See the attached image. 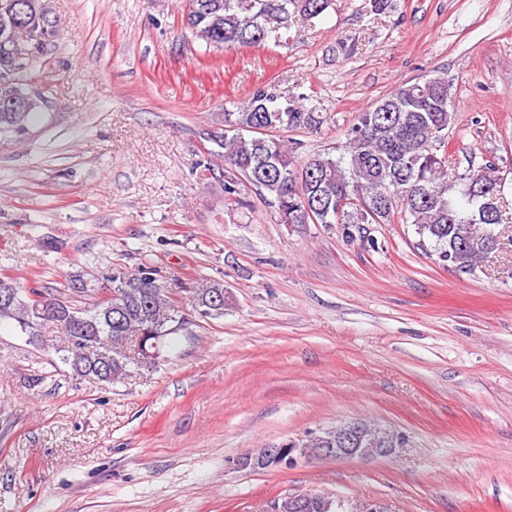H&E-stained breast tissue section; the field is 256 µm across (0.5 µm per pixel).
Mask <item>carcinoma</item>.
<instances>
[{
  "instance_id": "obj_1",
  "label": "carcinoma",
  "mask_w": 512,
  "mask_h": 512,
  "mask_svg": "<svg viewBox=\"0 0 512 512\" xmlns=\"http://www.w3.org/2000/svg\"><path fill=\"white\" fill-rule=\"evenodd\" d=\"M331 0H185L184 15L192 36L217 53L240 47H263L288 39L294 19L310 22L322 16ZM14 16L21 28L52 45L60 31L54 0H0V23ZM25 42L0 41V81L34 82L43 56L25 60L18 71L14 58L28 54ZM448 78L437 74L395 87L359 115L347 132L343 152L316 153L298 160L300 144L287 146L271 136L276 131H318L328 114L307 108L270 85L253 89L247 101L224 107V121L203 132L211 145L200 162L213 171L212 159L224 161V194L235 200L249 184L270 198L280 222L301 229L307 224H340L351 241L363 224L410 223L418 246L442 265L474 275L489 256L501 250L512 210L502 190L495 163L471 166L449 175V129L456 113L448 109ZM40 106L21 97L0 100V135L21 136L37 119ZM108 286L81 281L72 297L47 290L21 291L17 281L0 275V321L12 320L33 342L43 326L65 332L56 348L73 375L113 383L131 366L152 368L158 356L153 343L176 333L178 306L172 293L145 264L118 266L106 277ZM87 301L79 307L73 299ZM194 305L205 316L224 314V285L209 283L194 291ZM134 344L135 356L127 353Z\"/></svg>"
}]
</instances>
